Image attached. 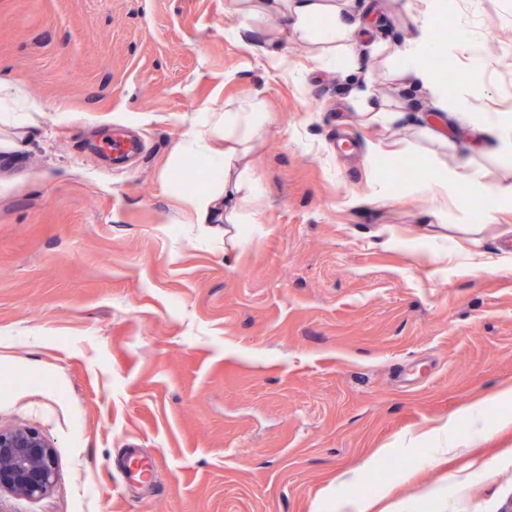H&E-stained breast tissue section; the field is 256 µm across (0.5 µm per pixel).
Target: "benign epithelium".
Wrapping results in <instances>:
<instances>
[{
    "label": "benign epithelium",
    "mask_w": 512,
    "mask_h": 512,
    "mask_svg": "<svg viewBox=\"0 0 512 512\" xmlns=\"http://www.w3.org/2000/svg\"><path fill=\"white\" fill-rule=\"evenodd\" d=\"M53 448L38 432L0 427V493L36 499L55 482Z\"/></svg>",
    "instance_id": "obj_1"
}]
</instances>
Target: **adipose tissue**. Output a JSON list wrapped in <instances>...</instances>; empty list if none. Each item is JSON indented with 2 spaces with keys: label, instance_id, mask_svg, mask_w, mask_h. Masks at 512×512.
<instances>
[{
  "label": "adipose tissue",
  "instance_id": "1",
  "mask_svg": "<svg viewBox=\"0 0 512 512\" xmlns=\"http://www.w3.org/2000/svg\"><path fill=\"white\" fill-rule=\"evenodd\" d=\"M264 13L280 18L293 28L313 33L328 45L350 49L356 30L350 25L335 0H267ZM432 21L418 27L408 47L398 56L397 66L404 78L430 89L440 105L448 107L459 121L468 123L477 132L483 150L504 164L512 165V114L474 116L467 99H449L445 88L436 81L427 63L434 51ZM264 103L255 99L236 108L212 113L209 122L183 139L180 154L202 161L210 172V187L186 195L185 203L197 215L199 223L223 221L229 224H250L263 193L259 184H252L249 193L228 194L229 185L237 183L236 170L246 154L238 147L263 119ZM480 175L440 166L437 176H426L420 187L437 204L438 210L448 208V189L460 186L475 189Z\"/></svg>",
  "mask_w": 512,
  "mask_h": 512
}]
</instances>
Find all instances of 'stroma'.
Returning a JSON list of instances; mask_svg holds the SVG:
<instances>
[{"mask_svg":"<svg viewBox=\"0 0 512 512\" xmlns=\"http://www.w3.org/2000/svg\"><path fill=\"white\" fill-rule=\"evenodd\" d=\"M237 7L0 0V80L35 107L0 122V426L39 432L57 468L0 512H340L364 482L389 512H512V401L483 402L512 386V274L460 269L512 253V202L484 204L512 169L395 71L425 0H346L379 19L358 74ZM447 8L449 94L512 113V0ZM465 36L485 48L470 86ZM368 96L399 121L367 122ZM255 97L264 199L242 237L197 223L176 149ZM113 136L143 147L99 154ZM438 159L484 183L442 215L417 188ZM132 448L153 489L123 484Z\"/></svg>","mask_w":512,"mask_h":512,"instance_id":"1","label":"stroma"}]
</instances>
